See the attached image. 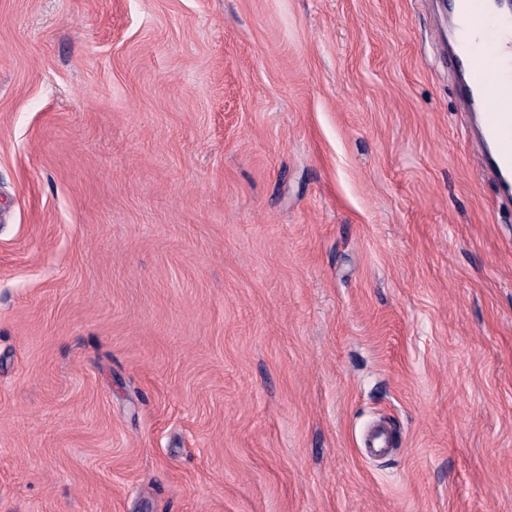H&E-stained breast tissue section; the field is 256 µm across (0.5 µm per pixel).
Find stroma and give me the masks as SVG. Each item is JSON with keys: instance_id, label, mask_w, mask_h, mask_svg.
Segmentation results:
<instances>
[{"instance_id": "1", "label": "stroma", "mask_w": 512, "mask_h": 512, "mask_svg": "<svg viewBox=\"0 0 512 512\" xmlns=\"http://www.w3.org/2000/svg\"><path fill=\"white\" fill-rule=\"evenodd\" d=\"M451 10L0 0V512H512Z\"/></svg>"}]
</instances>
